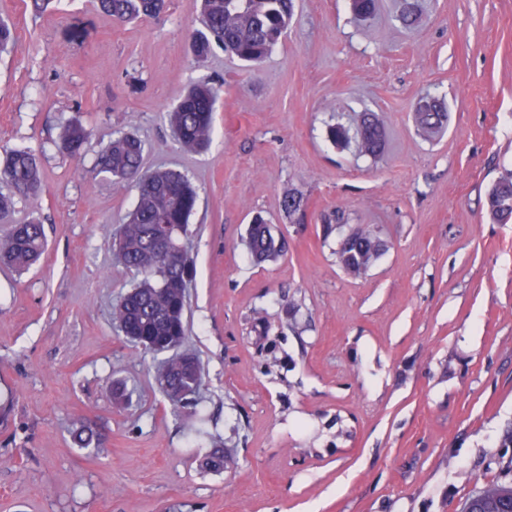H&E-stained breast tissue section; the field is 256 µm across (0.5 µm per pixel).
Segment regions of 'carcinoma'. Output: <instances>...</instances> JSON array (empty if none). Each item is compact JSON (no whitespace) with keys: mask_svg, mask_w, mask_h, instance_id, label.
Segmentation results:
<instances>
[{"mask_svg":"<svg viewBox=\"0 0 512 512\" xmlns=\"http://www.w3.org/2000/svg\"><path fill=\"white\" fill-rule=\"evenodd\" d=\"M98 8L117 24L157 18L166 9V0H97ZM203 17L205 32L194 40V52L204 58L217 45L241 62L260 64L282 39L292 16L293 0H195ZM419 0H401L400 20L407 27L421 22ZM223 93L220 84L201 83L187 90L166 113V120L178 145L187 151L205 149L214 135L213 112ZM430 110L417 106L418 130L427 136L442 127L440 103ZM365 139L352 140L342 124L327 128L328 139L345 149L356 144L362 155L376 156L386 145L379 120ZM91 136L79 122L67 124L56 147L70 157L82 156ZM145 146L130 133H114L97 155L95 170L109 176L115 187L132 186L136 205L114 240L120 265L137 272L140 279L112 306L110 318L115 330L133 345L147 352H168L156 368V380L164 396L177 408L196 405L203 383L198 355L182 349L188 333L186 312L188 282L193 258L184 243L190 217L197 206L198 193L190 178L176 168L143 166ZM0 180L10 193H0V216L11 212L15 198H38L42 177L36 153L27 147L0 152ZM488 206L493 217L512 214V176L496 182ZM349 247L336 251L343 269L360 276L382 251V242L369 230L355 228ZM246 244L254 261L274 260L287 253L286 240L275 236L260 215L248 226ZM47 245L44 226L37 221L13 224L0 236V265L25 271L44 254ZM512 486L491 483L478 493L477 512H509Z\"/></svg>","mask_w":512,"mask_h":512,"instance_id":"cac0c4a2","label":"carcinoma"}]
</instances>
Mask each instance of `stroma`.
Segmentation results:
<instances>
[{"label":"stroma","instance_id":"obj_1","mask_svg":"<svg viewBox=\"0 0 512 512\" xmlns=\"http://www.w3.org/2000/svg\"><path fill=\"white\" fill-rule=\"evenodd\" d=\"M419 3L424 23L406 28L399 0L366 24L351 0H295L286 37L252 67L219 48L195 56L191 0L125 26L96 0L43 16L0 0L15 32L0 148L33 149L44 176L11 221L38 218L48 238L29 273L0 267V512H459L512 483V222L487 207L512 174V0ZM208 80L224 84L214 139L189 153L164 114ZM428 98L447 112L431 139L413 119ZM359 112L387 133L378 157L326 137ZM73 121L92 132L79 161L55 146ZM114 132L197 188L199 440L160 393L155 357L110 320L133 278L112 233L136 201L92 171ZM258 213L284 257L249 256ZM357 227L383 243L360 277L336 262ZM79 425L90 447L74 443ZM216 440L220 472L200 465Z\"/></svg>","mask_w":512,"mask_h":512}]
</instances>
